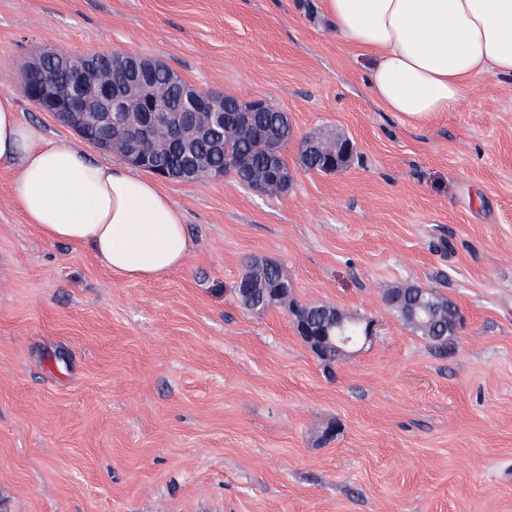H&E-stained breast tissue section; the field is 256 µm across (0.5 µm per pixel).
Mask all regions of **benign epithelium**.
<instances>
[{
    "mask_svg": "<svg viewBox=\"0 0 512 512\" xmlns=\"http://www.w3.org/2000/svg\"><path fill=\"white\" fill-rule=\"evenodd\" d=\"M61 57L52 51L35 53L29 64V76H37L35 83L23 86L25 96L41 112H50L58 120L81 133L101 129L94 145L118 153L130 164L148 169L152 154L171 145L191 150L201 140H209L205 124L192 115H205L214 121L224 120V101L216 94L200 93L190 85L191 107L181 112L168 105L163 87L149 81L145 75L161 68V63L146 57L124 53L84 56L83 67L63 78L41 77L48 64ZM108 75L122 77L119 82L94 80L100 65ZM150 170V169H148ZM150 173L166 180L185 181L221 179L204 158L195 160L187 168L163 167ZM303 342L322 360L342 361L349 347L366 345L374 336L373 325L367 324L364 336L357 341L345 336H330L315 331L307 322L297 324Z\"/></svg>",
    "mask_w": 512,
    "mask_h": 512,
    "instance_id": "1",
    "label": "benign epithelium"
}]
</instances>
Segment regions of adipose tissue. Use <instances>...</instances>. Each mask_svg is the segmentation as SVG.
Returning a JSON list of instances; mask_svg holds the SVG:
<instances>
[{"label":"adipose tissue","mask_w":512,"mask_h":512,"mask_svg":"<svg viewBox=\"0 0 512 512\" xmlns=\"http://www.w3.org/2000/svg\"><path fill=\"white\" fill-rule=\"evenodd\" d=\"M337 34L371 58L376 100L411 124L460 106L484 75L512 79V0H324ZM13 199L49 239L89 244L119 278L148 280L181 267L190 239L156 182L44 139L0 94V165Z\"/></svg>","instance_id":"1"}]
</instances>
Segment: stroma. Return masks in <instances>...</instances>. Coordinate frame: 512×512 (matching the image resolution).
I'll list each match as a JSON object with an SVG mask.
<instances>
[{
  "instance_id": "stroma-1",
  "label": "stroma",
  "mask_w": 512,
  "mask_h": 512,
  "mask_svg": "<svg viewBox=\"0 0 512 512\" xmlns=\"http://www.w3.org/2000/svg\"><path fill=\"white\" fill-rule=\"evenodd\" d=\"M37 50L149 56L265 100L293 126L294 183L160 181L192 247L128 281L30 224L0 165V512H512V82L480 79L413 127L375 100L324 0H0V93L112 164L24 96ZM336 132L353 162L303 170L300 139ZM265 260L290 301L257 315L232 288ZM406 281L459 308L447 354L387 306ZM293 301L377 334L326 366Z\"/></svg>"
}]
</instances>
